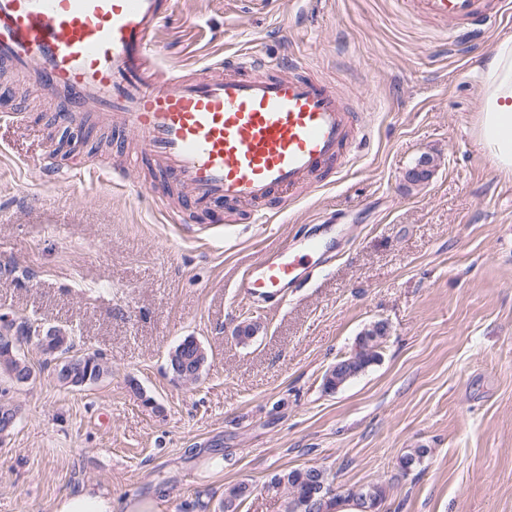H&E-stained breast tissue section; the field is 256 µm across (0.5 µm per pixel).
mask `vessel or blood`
<instances>
[{"label":"vessel or blood","instance_id":"obj_1","mask_svg":"<svg viewBox=\"0 0 512 512\" xmlns=\"http://www.w3.org/2000/svg\"><path fill=\"white\" fill-rule=\"evenodd\" d=\"M448 42L481 37L504 0H392ZM174 0H0V62L66 93L69 122L88 111L139 137L169 184L206 211L250 209L269 222L281 194L318 187L364 143L335 88L288 62L233 53L204 76L174 75L156 36ZM329 250L319 234L283 242L236 283L242 301L285 299Z\"/></svg>","mask_w":512,"mask_h":512}]
</instances>
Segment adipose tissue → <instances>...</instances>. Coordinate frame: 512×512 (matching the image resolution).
I'll use <instances>...</instances> for the list:
<instances>
[{
    "label": "adipose tissue",
    "instance_id": "adipose-tissue-1",
    "mask_svg": "<svg viewBox=\"0 0 512 512\" xmlns=\"http://www.w3.org/2000/svg\"><path fill=\"white\" fill-rule=\"evenodd\" d=\"M475 137L493 165L512 175V39L499 41L482 68V109ZM158 500L127 497L113 504L109 491L86 486L59 496L52 512H161Z\"/></svg>",
    "mask_w": 512,
    "mask_h": 512
}]
</instances>
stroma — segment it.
Here are the masks:
<instances>
[{"label": "stroma", "mask_w": 512, "mask_h": 512, "mask_svg": "<svg viewBox=\"0 0 512 512\" xmlns=\"http://www.w3.org/2000/svg\"><path fill=\"white\" fill-rule=\"evenodd\" d=\"M512 38V0L477 40L448 47L391 0H176L157 47L174 73L237 51L295 58L352 89L370 143L272 223L212 224L186 199L169 216L139 175L49 181L40 162L119 165L135 136L90 114L58 120L63 97L0 78V314L74 334L108 367L61 386L34 345L32 381L0 445V512H51L92 484L164 512H285L275 476L315 465L335 492L383 485L379 512H512V176L476 142L477 61ZM435 160L428 182L406 173ZM330 225L342 249L280 303L241 301L244 267L284 239ZM377 362L333 393L326 371L373 322ZM257 331L242 343L241 323ZM196 337L200 380L167 353ZM428 449L402 474L398 460Z\"/></svg>", "instance_id": "obj_1"}]
</instances>
